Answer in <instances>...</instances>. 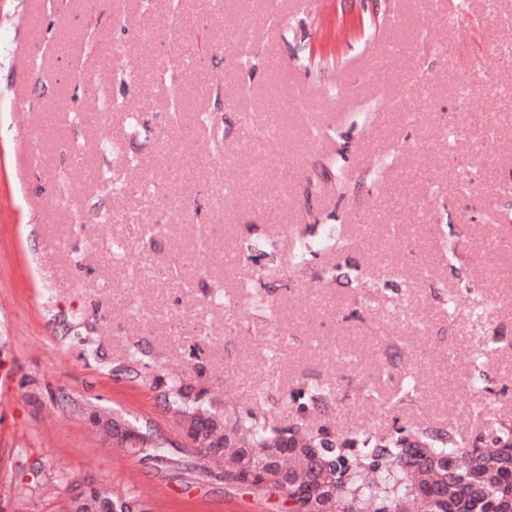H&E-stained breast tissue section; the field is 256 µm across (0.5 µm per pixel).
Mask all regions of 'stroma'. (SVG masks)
Masks as SVG:
<instances>
[{"instance_id": "obj_1", "label": "stroma", "mask_w": 512, "mask_h": 512, "mask_svg": "<svg viewBox=\"0 0 512 512\" xmlns=\"http://www.w3.org/2000/svg\"><path fill=\"white\" fill-rule=\"evenodd\" d=\"M23 5L0 0L24 50L0 60L6 512H58L38 483L59 470L151 512H286L89 429L93 405L181 455L158 377L336 439L434 428L492 448L512 424V0H69L21 20ZM212 111L219 151L194 129ZM468 116L503 140L474 155L453 135ZM330 156L349 191L304 198ZM220 179L244 190L217 208ZM333 227L345 248H322ZM295 236L308 264L289 261Z\"/></svg>"}]
</instances>
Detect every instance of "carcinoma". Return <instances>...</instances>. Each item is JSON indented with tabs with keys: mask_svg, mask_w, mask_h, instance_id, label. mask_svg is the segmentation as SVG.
Segmentation results:
<instances>
[{
	"mask_svg": "<svg viewBox=\"0 0 512 512\" xmlns=\"http://www.w3.org/2000/svg\"><path fill=\"white\" fill-rule=\"evenodd\" d=\"M164 402L182 421L203 423V435L192 434L196 460L172 455L147 425L130 422L139 431L141 455L156 466L206 474L223 470L224 484L264 498L277 496L288 512H311L310 498L293 486L267 487L251 460L264 459L271 447L292 449L282 465L311 477L323 471L334 478L339 512H512V426L505 424L492 449L461 450L447 433L417 429L405 434L327 439L320 433L266 425L256 417H231L209 390L179 378L156 381ZM228 440L232 465L209 456L210 440ZM144 501L115 487L98 486L80 499L69 497L61 512H141Z\"/></svg>",
	"mask_w": 512,
	"mask_h": 512,
	"instance_id": "carcinoma-1",
	"label": "carcinoma"
}]
</instances>
